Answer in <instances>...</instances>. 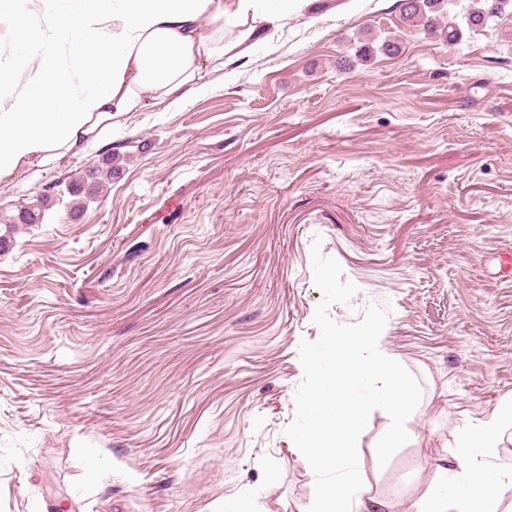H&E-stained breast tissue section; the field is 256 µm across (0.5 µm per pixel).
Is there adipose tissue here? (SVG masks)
Returning a JSON list of instances; mask_svg holds the SVG:
<instances>
[{
  "instance_id": "ef3b65f1",
  "label": "adipose tissue",
  "mask_w": 512,
  "mask_h": 512,
  "mask_svg": "<svg viewBox=\"0 0 512 512\" xmlns=\"http://www.w3.org/2000/svg\"><path fill=\"white\" fill-rule=\"evenodd\" d=\"M36 21L30 0H0L15 46L11 69L0 68V181L25 176L96 143L114 122L168 101H182L209 69L246 52L289 12L312 0H45ZM383 325L369 321L354 336L330 338L307 360L311 392L301 404L297 450L324 477L317 512H387L356 467L357 438L373 407L387 420L377 455L408 435L414 395L387 362L353 360L379 349ZM512 431V401L465 429L450 465L413 501L410 512H497L512 490V468L494 450Z\"/></svg>"
}]
</instances>
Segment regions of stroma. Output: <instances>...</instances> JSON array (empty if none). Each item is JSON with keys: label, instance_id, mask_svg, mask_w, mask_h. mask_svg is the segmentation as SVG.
Returning <instances> with one entry per match:
<instances>
[{"label": "stroma", "instance_id": "1", "mask_svg": "<svg viewBox=\"0 0 512 512\" xmlns=\"http://www.w3.org/2000/svg\"><path fill=\"white\" fill-rule=\"evenodd\" d=\"M108 155L98 200L6 226ZM370 320L415 405L404 445L372 458L377 411L359 446L407 512L512 399V39L322 0L187 101L0 182V512H313L306 361Z\"/></svg>", "mask_w": 512, "mask_h": 512}]
</instances>
